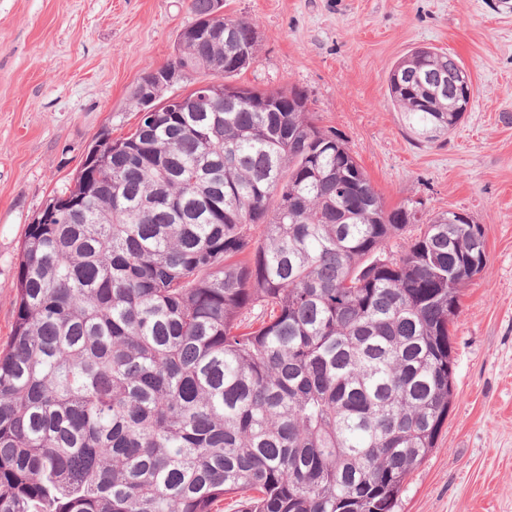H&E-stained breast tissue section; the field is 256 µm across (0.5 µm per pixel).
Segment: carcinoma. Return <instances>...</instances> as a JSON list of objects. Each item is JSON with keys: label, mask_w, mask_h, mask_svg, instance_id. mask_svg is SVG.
Wrapping results in <instances>:
<instances>
[{"label": "carcinoma", "mask_w": 512, "mask_h": 512, "mask_svg": "<svg viewBox=\"0 0 512 512\" xmlns=\"http://www.w3.org/2000/svg\"><path fill=\"white\" fill-rule=\"evenodd\" d=\"M189 0L224 40L166 67L224 82L259 32ZM457 57L388 76L413 132L464 113ZM267 111L160 112L103 130L94 166L28 224L0 352V512H394L453 387L449 325L487 262L482 226L389 209L296 89ZM417 227L393 257L391 241Z\"/></svg>", "instance_id": "carcinoma-1"}]
</instances>
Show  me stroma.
I'll list each match as a JSON object with an SVG mask.
<instances>
[{
	"instance_id": "1",
	"label": "stroma",
	"mask_w": 512,
	"mask_h": 512,
	"mask_svg": "<svg viewBox=\"0 0 512 512\" xmlns=\"http://www.w3.org/2000/svg\"><path fill=\"white\" fill-rule=\"evenodd\" d=\"M261 49L236 76L303 91L387 207L468 213L488 260L451 328L454 400L395 512H512V0H224ZM188 0H0V350L27 226L65 190L102 129L137 123L130 93L176 53ZM455 54L474 95L460 125L415 135L388 95L410 50Z\"/></svg>"
}]
</instances>
